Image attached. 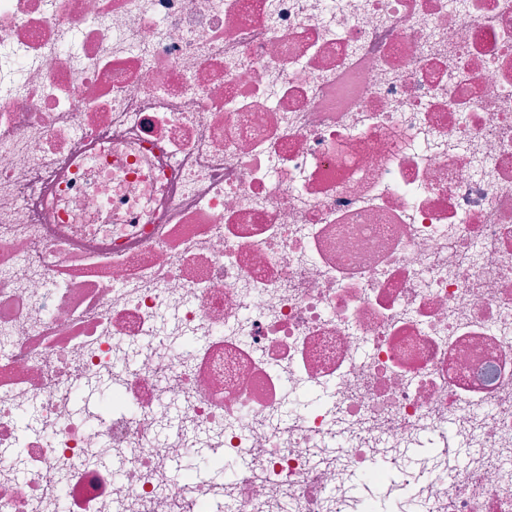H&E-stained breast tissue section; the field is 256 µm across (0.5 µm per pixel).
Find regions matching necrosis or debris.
Here are the masks:
<instances>
[{
	"mask_svg": "<svg viewBox=\"0 0 512 512\" xmlns=\"http://www.w3.org/2000/svg\"><path fill=\"white\" fill-rule=\"evenodd\" d=\"M12 453L0 512H512V0H0ZM183 475H194L202 471H216L228 477L234 473L237 463L216 454L204 455L190 449L182 460Z\"/></svg>",
	"mask_w": 512,
	"mask_h": 512,
	"instance_id": "4bbe7bcc",
	"label": "necrosis or debris"
}]
</instances>
